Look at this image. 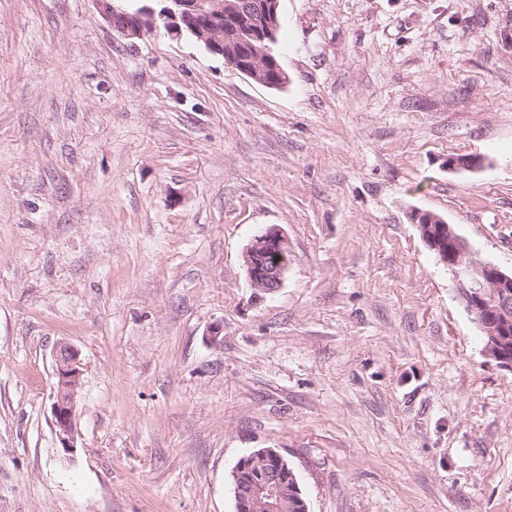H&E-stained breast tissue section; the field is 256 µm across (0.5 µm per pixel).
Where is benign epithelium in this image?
<instances>
[{"label": "benign epithelium", "mask_w": 512, "mask_h": 512, "mask_svg": "<svg viewBox=\"0 0 512 512\" xmlns=\"http://www.w3.org/2000/svg\"><path fill=\"white\" fill-rule=\"evenodd\" d=\"M99 11L118 35L131 39L163 24L176 36L189 35L211 54L263 84L269 55L268 44L279 28V0H261L257 22L239 0H163L156 12L143 6L134 11L114 8L112 0H96ZM239 45L235 54L224 50L225 36ZM484 159L476 156L448 158L452 169H475ZM421 236L453 276L459 297L468 314L485 336L486 353L500 366L512 371V272L478 257L468 242L443 218L430 212L414 214ZM288 238L277 227L256 235L246 246L243 260L251 287L274 293L288 273ZM55 393L53 425L64 441V450L76 448L78 435L77 398L83 365L78 351L62 344L54 354ZM235 512H309L294 468L277 449L259 448L241 456L232 470Z\"/></svg>", "instance_id": "7a95c632"}]
</instances>
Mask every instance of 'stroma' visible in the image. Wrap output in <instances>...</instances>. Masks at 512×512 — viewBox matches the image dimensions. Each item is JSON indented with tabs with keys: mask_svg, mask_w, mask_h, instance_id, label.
I'll list each match as a JSON object with an SVG mask.
<instances>
[{
	"mask_svg": "<svg viewBox=\"0 0 512 512\" xmlns=\"http://www.w3.org/2000/svg\"><path fill=\"white\" fill-rule=\"evenodd\" d=\"M274 51L278 88L96 0H0V512H234L255 448L310 512H512V371L412 220L512 270V0H280ZM288 238L277 227L256 235L246 246L243 260L252 288L274 293L288 273ZM55 393L53 425L64 441V450L73 452L78 435L77 398L82 384L83 365L78 351L61 344L54 354Z\"/></svg>",
	"mask_w": 512,
	"mask_h": 512,
	"instance_id": "35a3bbf8",
	"label": "stroma"
}]
</instances>
